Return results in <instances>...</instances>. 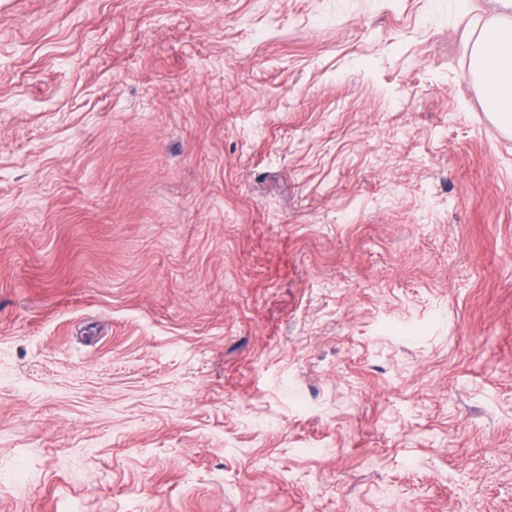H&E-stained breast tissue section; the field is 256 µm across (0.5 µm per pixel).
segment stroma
<instances>
[{
  "label": "stroma",
  "instance_id": "1",
  "mask_svg": "<svg viewBox=\"0 0 512 512\" xmlns=\"http://www.w3.org/2000/svg\"><path fill=\"white\" fill-rule=\"evenodd\" d=\"M495 0H0V512H512ZM471 75L483 90L486 112L512 129L511 18L500 17L482 33L472 50Z\"/></svg>",
  "mask_w": 512,
  "mask_h": 512
}]
</instances>
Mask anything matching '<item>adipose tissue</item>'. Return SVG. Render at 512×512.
Instances as JSON below:
<instances>
[{"instance_id": "obj_1", "label": "adipose tissue", "mask_w": 512, "mask_h": 512, "mask_svg": "<svg viewBox=\"0 0 512 512\" xmlns=\"http://www.w3.org/2000/svg\"><path fill=\"white\" fill-rule=\"evenodd\" d=\"M471 75L483 90L486 112L512 129L511 18H499L482 33L472 50Z\"/></svg>"}]
</instances>
